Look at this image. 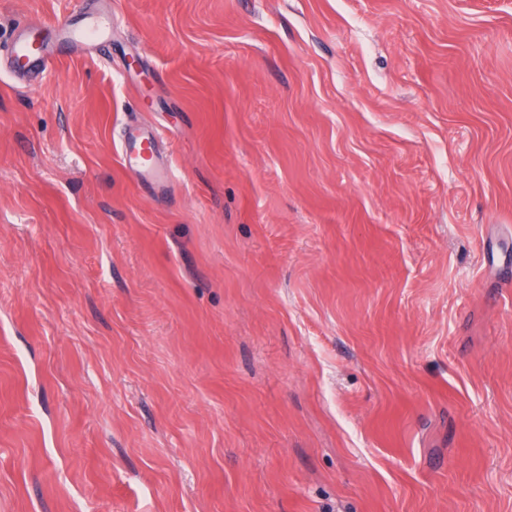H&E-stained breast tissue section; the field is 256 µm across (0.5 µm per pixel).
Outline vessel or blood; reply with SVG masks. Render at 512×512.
<instances>
[{"instance_id":"obj_1","label":"vessel or blood","mask_w":512,"mask_h":512,"mask_svg":"<svg viewBox=\"0 0 512 512\" xmlns=\"http://www.w3.org/2000/svg\"><path fill=\"white\" fill-rule=\"evenodd\" d=\"M52 28L56 34L55 42H48L40 30L23 24L0 47L17 79L32 80L61 57L105 45L112 30V15L108 12H84L53 23ZM159 138L157 131H148L138 126L128 127L121 146L122 163L140 170L146 179L170 180L173 175L171 168L162 165L157 159Z\"/></svg>"}]
</instances>
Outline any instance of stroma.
<instances>
[{"instance_id": "obj_1", "label": "stroma", "mask_w": 512, "mask_h": 512, "mask_svg": "<svg viewBox=\"0 0 512 512\" xmlns=\"http://www.w3.org/2000/svg\"><path fill=\"white\" fill-rule=\"evenodd\" d=\"M86 7L109 53L0 67V512H512V0H0V42ZM159 138L160 135L155 130L148 131L138 126H129L121 146L122 163L140 170L148 180L170 181L172 169L157 160Z\"/></svg>"}]
</instances>
